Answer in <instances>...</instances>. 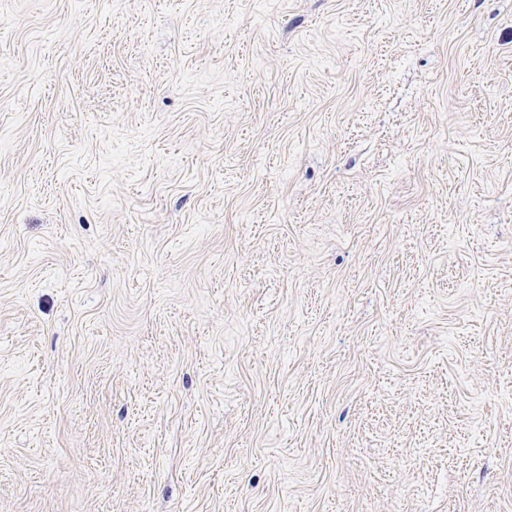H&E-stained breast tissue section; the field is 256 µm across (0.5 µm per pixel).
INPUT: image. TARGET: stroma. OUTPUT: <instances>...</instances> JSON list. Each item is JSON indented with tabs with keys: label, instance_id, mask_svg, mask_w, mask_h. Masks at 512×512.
Here are the masks:
<instances>
[{
	"label": "stroma",
	"instance_id": "stroma-1",
	"mask_svg": "<svg viewBox=\"0 0 512 512\" xmlns=\"http://www.w3.org/2000/svg\"><path fill=\"white\" fill-rule=\"evenodd\" d=\"M0 512H512V0H0Z\"/></svg>",
	"mask_w": 512,
	"mask_h": 512
}]
</instances>
